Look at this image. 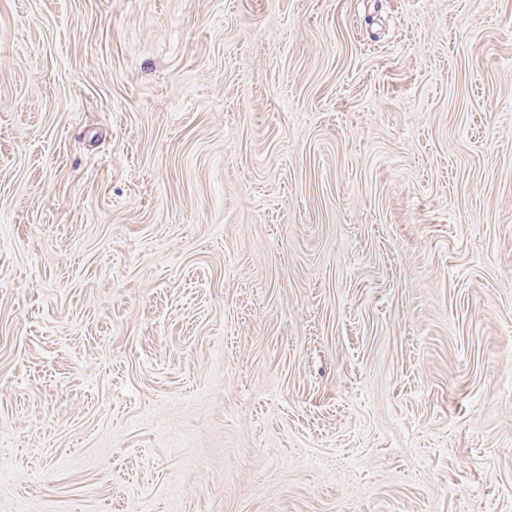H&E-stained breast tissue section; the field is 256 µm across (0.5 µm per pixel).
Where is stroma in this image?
<instances>
[{
  "label": "stroma",
  "instance_id": "obj_1",
  "mask_svg": "<svg viewBox=\"0 0 512 512\" xmlns=\"http://www.w3.org/2000/svg\"><path fill=\"white\" fill-rule=\"evenodd\" d=\"M0 512H512V0H0Z\"/></svg>",
  "mask_w": 512,
  "mask_h": 512
}]
</instances>
